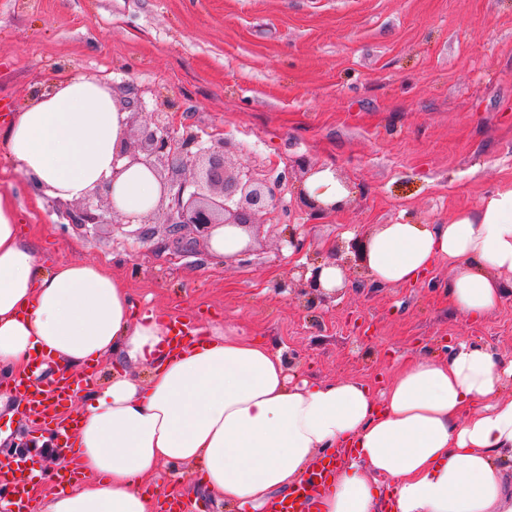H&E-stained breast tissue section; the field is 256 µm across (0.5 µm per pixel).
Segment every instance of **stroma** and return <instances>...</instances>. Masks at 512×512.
<instances>
[{
  "label": "stroma",
  "mask_w": 512,
  "mask_h": 512,
  "mask_svg": "<svg viewBox=\"0 0 512 512\" xmlns=\"http://www.w3.org/2000/svg\"><path fill=\"white\" fill-rule=\"evenodd\" d=\"M66 75L107 84L121 104L140 98L129 131L172 112L202 144L230 139L228 169L285 175L288 212L248 253L181 252L164 209L145 224L117 211L74 226L77 202L47 194L32 207L0 157V191L47 261L108 263L137 311L236 326L301 376L357 379L376 395L399 361L447 356L462 339L512 359V294L469 321L448 298L447 264L394 286L364 262L378 225L445 224L512 184V0H0V112L24 111ZM314 165L346 181L340 209L304 201ZM326 262L342 285L313 295L300 269ZM34 429L0 388V446ZM149 486L187 495L189 512H243L213 498L193 464L164 465Z\"/></svg>",
  "instance_id": "obj_1"
}]
</instances>
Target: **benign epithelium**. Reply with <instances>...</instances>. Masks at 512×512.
I'll list each match as a JSON object with an SVG mask.
<instances>
[{
	"label": "benign epithelium",
	"mask_w": 512,
	"mask_h": 512,
	"mask_svg": "<svg viewBox=\"0 0 512 512\" xmlns=\"http://www.w3.org/2000/svg\"><path fill=\"white\" fill-rule=\"evenodd\" d=\"M231 148L224 138L203 146L186 132L179 133L172 112H158L154 126H146L134 140L125 143L123 155L129 164H142L159 180L161 201L166 203L165 223L171 235L192 225L198 241L210 242L219 226L252 229L260 218L279 213L281 182L259 178L248 168L231 171L226 166V152ZM170 176H162V168ZM127 167L112 168L111 177L90 192L82 208L68 215L77 226L106 224V213L115 211L112 187Z\"/></svg>",
	"instance_id": "7a95c632"
}]
</instances>
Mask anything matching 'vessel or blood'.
<instances>
[{"mask_svg": "<svg viewBox=\"0 0 512 512\" xmlns=\"http://www.w3.org/2000/svg\"><path fill=\"white\" fill-rule=\"evenodd\" d=\"M11 391L28 413L43 421H53L58 432H68L69 423L59 420L58 413L69 400L70 383L61 376L55 361L37 360L27 376L14 378ZM339 461V456L332 453L316 458L308 476L287 495L269 501L266 512H317L318 499ZM1 486L10 490L12 512H26L29 485L25 470L15 456L0 457Z\"/></svg>", "mask_w": 512, "mask_h": 512, "instance_id": "vessel-or-blood-1", "label": "vessel or blood"}]
</instances>
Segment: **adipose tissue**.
Masks as SVG:
<instances>
[{"label":"adipose tissue","mask_w":512,"mask_h":512,"mask_svg":"<svg viewBox=\"0 0 512 512\" xmlns=\"http://www.w3.org/2000/svg\"><path fill=\"white\" fill-rule=\"evenodd\" d=\"M128 117L104 83L66 76L35 104L0 123V149L31 186L79 200L113 166L124 169L117 209H153L160 183L121 151ZM0 192V373L23 374L40 356L67 367L111 359V382L75 412L62 454L86 476L45 497L41 512H159L144 486L160 464L199 465L202 483L258 512L311 470L318 453L343 445L349 461L332 476L319 512H512V360L465 340L448 357L416 355L381 396L357 380L316 383L288 370L283 355L237 327H208L202 339L165 353L169 327L137 315L128 288L101 263L46 264ZM447 262L448 296L465 319L501 304L512 275V186L485 196L448 224H382L366 251L376 282H417ZM151 367L148 383L127 377Z\"/></svg>","instance_id":"1"}]
</instances>
